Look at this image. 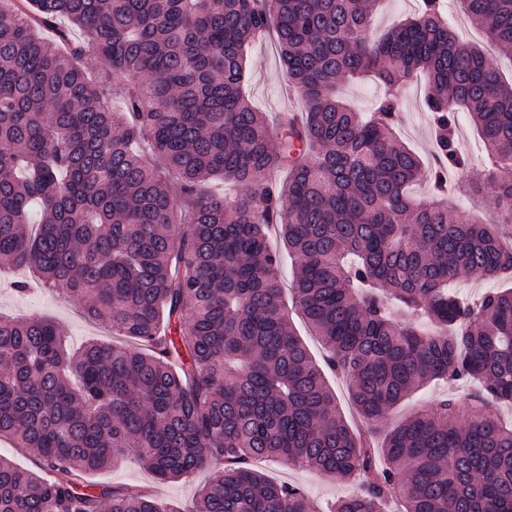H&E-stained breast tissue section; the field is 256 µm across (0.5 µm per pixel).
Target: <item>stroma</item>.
Returning <instances> with one entry per match:
<instances>
[{
    "label": "stroma",
    "mask_w": 512,
    "mask_h": 512,
    "mask_svg": "<svg viewBox=\"0 0 512 512\" xmlns=\"http://www.w3.org/2000/svg\"><path fill=\"white\" fill-rule=\"evenodd\" d=\"M459 39L466 43L479 45L490 61L499 68L503 78H512V58L504 56L499 48L490 44L481 31L469 19L457 12L453 0H443ZM248 80L245 94L272 120H279L283 113L300 111V103L288 100L289 88L282 70L278 53L271 41L264 40L252 46L247 52ZM402 122L398 133L401 139L414 149L422 158H429L433 144L427 114L420 100V88L411 85L405 88ZM457 148L469 157L470 164L462 178L473 183H482L484 178V159L479 146L477 133L467 113L458 115ZM82 303L79 300L64 301L42 289L20 296L8 290H0V314L25 316L41 314L57 321L63 329L71 346L77 347L91 338L108 339V332L101 326L84 319L80 313ZM475 386L470 382H441L433 384L414 394L400 409L408 415L431 408L445 397L455 399L460 414H467L471 395ZM259 470L273 479L300 485L310 497L320 505H327L337 498L351 493L350 483L326 476L316 470L298 468L278 462H262ZM208 471H201L190 478L166 484H155L152 474L136 459L128 457L119 460L111 468L94 476L95 482L104 484H126L143 486L155 484L159 498L174 507L178 512H189L196 492L208 478Z\"/></svg>",
    "instance_id": "35a3bbf8"
}]
</instances>
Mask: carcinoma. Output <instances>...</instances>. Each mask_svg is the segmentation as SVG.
Listing matches in <instances>:
<instances>
[{
  "label": "carcinoma",
  "instance_id": "obj_1",
  "mask_svg": "<svg viewBox=\"0 0 512 512\" xmlns=\"http://www.w3.org/2000/svg\"><path fill=\"white\" fill-rule=\"evenodd\" d=\"M458 2L512 54V0ZM377 3L0 0V267L85 300L124 338L71 350L50 319L0 318V438L40 461L0 457V512H177L147 488L87 480L127 453L159 483L221 462L193 512H321L260 458L358 486L327 512L395 497L402 512H512V425L486 410L512 404V288L473 302L449 289L462 274L512 279V81L458 41L442 0L376 37ZM75 33L124 80L122 111ZM271 35L304 104L275 133L244 93L245 51ZM418 73L436 132L427 197L396 133ZM365 75L385 92L354 112L340 86ZM458 112L488 156L473 192L491 191L492 224L451 217L441 196L467 167ZM223 180L235 199L209 191ZM440 380L477 383L466 423L444 398L385 428Z\"/></svg>",
  "mask_w": 512,
  "mask_h": 512
}]
</instances>
